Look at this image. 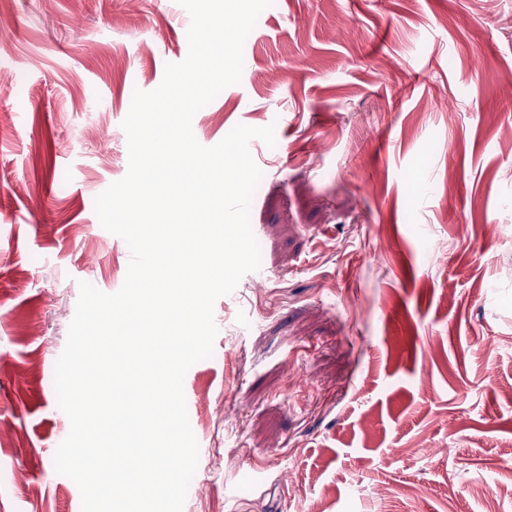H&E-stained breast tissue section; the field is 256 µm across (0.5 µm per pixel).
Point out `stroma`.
<instances>
[{
    "label": "stroma",
    "mask_w": 512,
    "mask_h": 512,
    "mask_svg": "<svg viewBox=\"0 0 512 512\" xmlns=\"http://www.w3.org/2000/svg\"><path fill=\"white\" fill-rule=\"evenodd\" d=\"M189 24L177 0H0V512H81L55 365L79 282H124L95 198ZM243 59L192 128L274 125L261 266L184 379V512H512V0H273Z\"/></svg>",
    "instance_id": "1"
}]
</instances>
